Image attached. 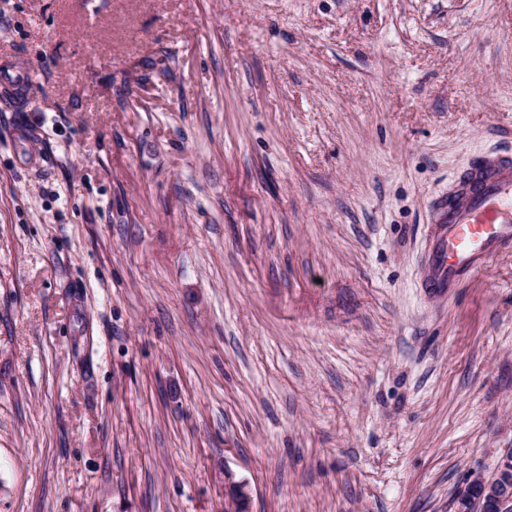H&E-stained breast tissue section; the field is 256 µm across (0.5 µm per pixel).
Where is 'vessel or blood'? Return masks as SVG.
Here are the masks:
<instances>
[{"instance_id":"b4317fda","label":"vessel or blood","mask_w":512,"mask_h":512,"mask_svg":"<svg viewBox=\"0 0 512 512\" xmlns=\"http://www.w3.org/2000/svg\"><path fill=\"white\" fill-rule=\"evenodd\" d=\"M425 288L449 293L512 249V150L475 158L448 194L431 202Z\"/></svg>"}]
</instances>
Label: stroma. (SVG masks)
Wrapping results in <instances>:
<instances>
[{
    "instance_id": "1",
    "label": "stroma",
    "mask_w": 512,
    "mask_h": 512,
    "mask_svg": "<svg viewBox=\"0 0 512 512\" xmlns=\"http://www.w3.org/2000/svg\"><path fill=\"white\" fill-rule=\"evenodd\" d=\"M0 512H459L512 450V0H0ZM431 245L424 288L451 293L512 249V150L475 158L448 195L431 202ZM250 488L245 481H236L232 474L224 476V511L250 512Z\"/></svg>"
}]
</instances>
